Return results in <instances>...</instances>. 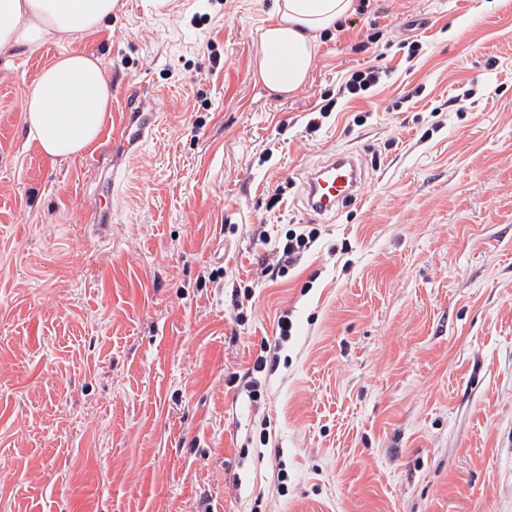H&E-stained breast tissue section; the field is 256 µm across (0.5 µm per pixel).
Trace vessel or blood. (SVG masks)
<instances>
[{
  "mask_svg": "<svg viewBox=\"0 0 512 512\" xmlns=\"http://www.w3.org/2000/svg\"><path fill=\"white\" fill-rule=\"evenodd\" d=\"M156 114L147 101L134 98L124 104L112 125V149L121 155L140 148L152 134ZM364 174L353 154L339 152L324 163L312 167L304 183L310 210L324 215L335 212L339 204L355 199Z\"/></svg>",
  "mask_w": 512,
  "mask_h": 512,
  "instance_id": "vessel-or-blood-1",
  "label": "vessel or blood"
}]
</instances>
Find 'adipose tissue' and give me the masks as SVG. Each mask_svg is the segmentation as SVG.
<instances>
[{
  "label": "adipose tissue",
  "instance_id": "ef3b65f1",
  "mask_svg": "<svg viewBox=\"0 0 512 512\" xmlns=\"http://www.w3.org/2000/svg\"><path fill=\"white\" fill-rule=\"evenodd\" d=\"M117 0H0V55L62 37L98 31ZM354 11V0H277L275 19L257 45L256 77L270 92L290 94L313 70L320 39ZM112 105L102 59L65 52L40 73L23 117L46 156L67 161L94 144Z\"/></svg>",
  "mask_w": 512,
  "mask_h": 512
}]
</instances>
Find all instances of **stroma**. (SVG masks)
Returning a JSON list of instances; mask_svg holds the SVG:
<instances>
[{"label": "stroma", "instance_id": "35a3bbf8", "mask_svg": "<svg viewBox=\"0 0 512 512\" xmlns=\"http://www.w3.org/2000/svg\"><path fill=\"white\" fill-rule=\"evenodd\" d=\"M274 5L119 0L0 59V512H512V0H355L287 95L254 76ZM70 51L102 57L112 112L156 106L108 224L86 215L106 136L58 162L21 110ZM343 150L359 196L315 214L306 172ZM283 314L251 399L231 377ZM379 69L375 67H367L356 70L339 86V97L350 100L354 98H362L365 93L380 82ZM318 237L319 230L316 227L305 228L299 232L293 229L288 230L285 233L284 240L278 241L276 255L273 256L274 259L271 262L268 259H262L261 265L264 267L261 274L268 277L272 282L286 277L289 267L295 264L301 253L311 248Z\"/></svg>", "mask_w": 512, "mask_h": 512}]
</instances>
